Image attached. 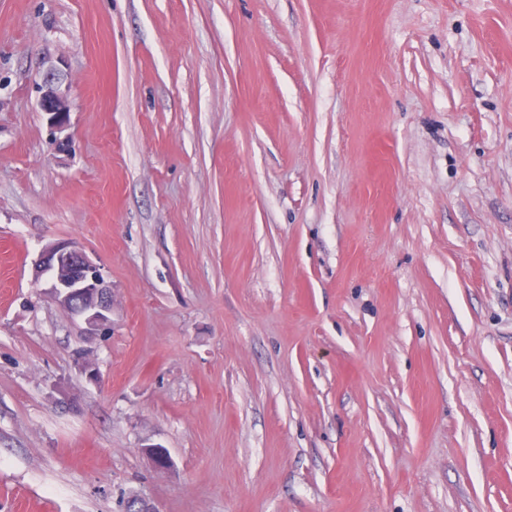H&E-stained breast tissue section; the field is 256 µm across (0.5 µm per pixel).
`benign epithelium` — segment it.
I'll return each mask as SVG.
<instances>
[{
  "label": "benign epithelium",
  "mask_w": 512,
  "mask_h": 512,
  "mask_svg": "<svg viewBox=\"0 0 512 512\" xmlns=\"http://www.w3.org/2000/svg\"><path fill=\"white\" fill-rule=\"evenodd\" d=\"M39 107L47 116L50 129L61 131L67 126L70 112L68 74L58 61L47 60L39 72ZM40 272L52 274L49 292L62 308L82 318L92 334H101L109 324L112 309L111 288L106 285L100 269L73 241H63L47 247L41 254ZM142 454L151 465L166 471L172 459L161 447L146 446Z\"/></svg>",
  "instance_id": "benign-epithelium-1"
}]
</instances>
